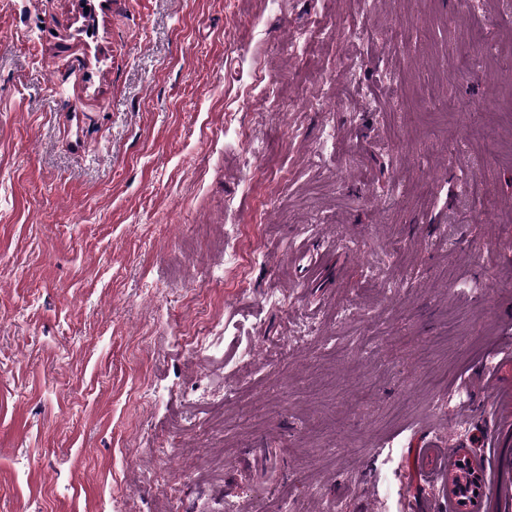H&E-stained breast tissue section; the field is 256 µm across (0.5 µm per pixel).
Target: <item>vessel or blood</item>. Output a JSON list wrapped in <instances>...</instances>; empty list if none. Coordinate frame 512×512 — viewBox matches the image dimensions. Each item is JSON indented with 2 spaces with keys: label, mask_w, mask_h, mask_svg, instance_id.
<instances>
[{
  "label": "vessel or blood",
  "mask_w": 512,
  "mask_h": 512,
  "mask_svg": "<svg viewBox=\"0 0 512 512\" xmlns=\"http://www.w3.org/2000/svg\"><path fill=\"white\" fill-rule=\"evenodd\" d=\"M491 395V412L485 435L486 453L472 456L471 465L482 476L477 502L480 507L495 505L498 512H512V388L496 376L484 378ZM460 449L448 447L438 434L430 433L410 451V463L417 481L436 490L434 512H459V495L448 491V473L456 466Z\"/></svg>",
  "instance_id": "b4317fda"
}]
</instances>
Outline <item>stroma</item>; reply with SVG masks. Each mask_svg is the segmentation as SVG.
<instances>
[{
    "label": "stroma",
    "mask_w": 512,
    "mask_h": 512,
    "mask_svg": "<svg viewBox=\"0 0 512 512\" xmlns=\"http://www.w3.org/2000/svg\"><path fill=\"white\" fill-rule=\"evenodd\" d=\"M510 59L507 0H0V512H420L512 345Z\"/></svg>",
    "instance_id": "35a3bbf8"
}]
</instances>
